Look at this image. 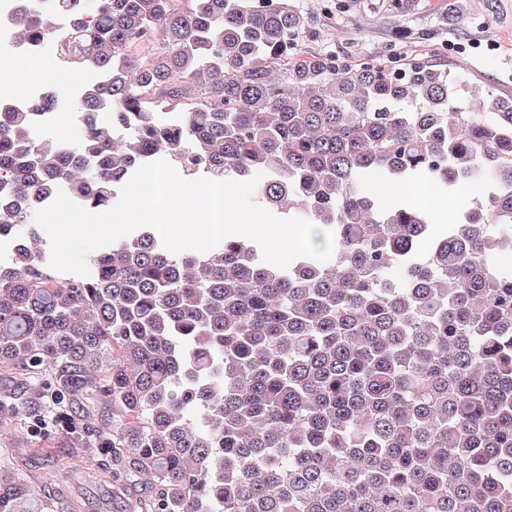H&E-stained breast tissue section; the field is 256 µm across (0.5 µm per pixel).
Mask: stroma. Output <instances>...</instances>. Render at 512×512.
<instances>
[{
  "mask_svg": "<svg viewBox=\"0 0 512 512\" xmlns=\"http://www.w3.org/2000/svg\"><path fill=\"white\" fill-rule=\"evenodd\" d=\"M458 14L449 17L448 4ZM301 55L356 63L420 57L512 95V0H288Z\"/></svg>",
  "mask_w": 512,
  "mask_h": 512,
  "instance_id": "1",
  "label": "stroma"
}]
</instances>
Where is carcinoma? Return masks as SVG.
I'll return each mask as SVG.
<instances>
[{
  "label": "carcinoma",
  "instance_id": "1",
  "mask_svg": "<svg viewBox=\"0 0 512 512\" xmlns=\"http://www.w3.org/2000/svg\"><path fill=\"white\" fill-rule=\"evenodd\" d=\"M286 0H24L0 47L104 80L42 104L109 112L67 140L0 106V362L58 406L71 449L0 452V512H512V96L422 58L303 57ZM164 154L186 177L266 172L254 201L334 233L269 267L229 236L172 253L142 227L68 278L21 251L58 190L111 208ZM483 200L436 228L370 182ZM98 418L105 433L82 435ZM45 413L0 392V430Z\"/></svg>",
  "mask_w": 512,
  "mask_h": 512
}]
</instances>
